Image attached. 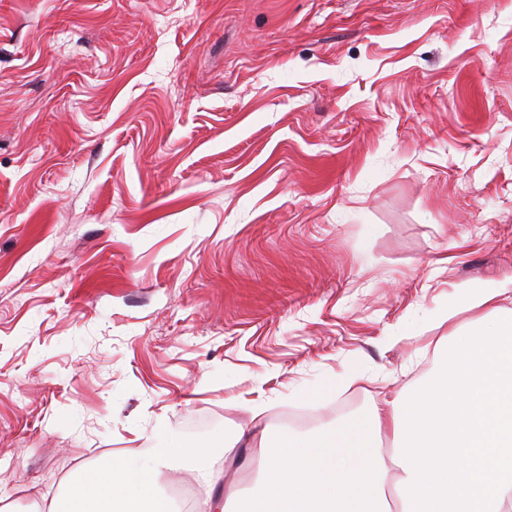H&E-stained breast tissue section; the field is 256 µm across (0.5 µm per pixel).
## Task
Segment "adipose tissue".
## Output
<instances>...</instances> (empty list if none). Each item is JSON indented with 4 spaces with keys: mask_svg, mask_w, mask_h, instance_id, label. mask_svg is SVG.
I'll return each instance as SVG.
<instances>
[{
    "mask_svg": "<svg viewBox=\"0 0 512 512\" xmlns=\"http://www.w3.org/2000/svg\"><path fill=\"white\" fill-rule=\"evenodd\" d=\"M468 314L433 348L423 382L318 433L272 440L257 419L251 454L263 483L236 512H512V280L471 285L448 310ZM391 451H384V437ZM188 457L206 491L224 480L207 448L161 433L158 448L128 451L80 471L47 512H174L158 486Z\"/></svg>",
    "mask_w": 512,
    "mask_h": 512,
    "instance_id": "adipose-tissue-1",
    "label": "adipose tissue"
}]
</instances>
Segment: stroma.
Segmentation results:
<instances>
[{"label": "stroma", "mask_w": 512, "mask_h": 512, "mask_svg": "<svg viewBox=\"0 0 512 512\" xmlns=\"http://www.w3.org/2000/svg\"><path fill=\"white\" fill-rule=\"evenodd\" d=\"M512 277V0H0V500L423 381ZM357 380H350V373Z\"/></svg>", "instance_id": "stroma-1"}]
</instances>
